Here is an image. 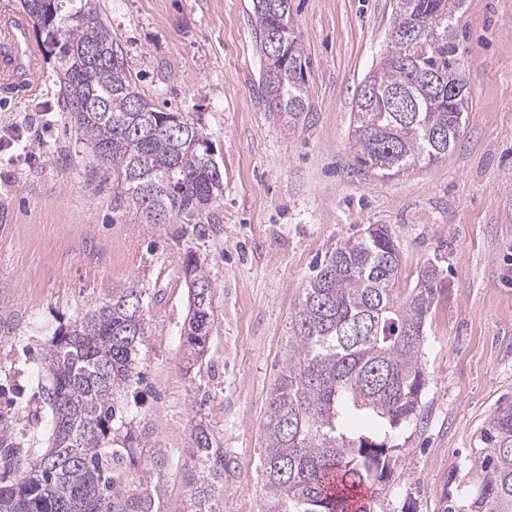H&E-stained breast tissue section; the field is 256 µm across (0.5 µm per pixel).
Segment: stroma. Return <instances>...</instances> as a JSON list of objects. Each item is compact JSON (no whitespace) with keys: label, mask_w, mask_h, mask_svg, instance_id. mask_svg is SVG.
Instances as JSON below:
<instances>
[{"label":"stroma","mask_w":512,"mask_h":512,"mask_svg":"<svg viewBox=\"0 0 512 512\" xmlns=\"http://www.w3.org/2000/svg\"><path fill=\"white\" fill-rule=\"evenodd\" d=\"M140 94L184 112L207 138L224 192L192 220L145 224L91 178L57 103L54 57L41 88L0 86V428L38 455L51 414L43 353L55 330L139 279L151 333L140 380L119 400L132 429L167 451L161 512H183L191 429L205 421L235 474L224 512H260L263 423L295 308L341 240L388 225L402 277L436 266L446 285L425 328L422 412L388 441L374 512H443L477 482L471 459L512 402V0H464L453 20L471 87L445 160L386 178L359 171L356 91L389 43L394 0H291L308 60L309 112L295 128L261 101L252 0H95ZM215 286L208 353L183 361L186 252Z\"/></svg>","instance_id":"1"}]
</instances>
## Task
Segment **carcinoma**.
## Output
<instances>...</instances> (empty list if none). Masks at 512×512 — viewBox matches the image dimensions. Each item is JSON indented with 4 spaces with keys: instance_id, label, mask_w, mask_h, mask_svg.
<instances>
[{
    "instance_id": "carcinoma-1",
    "label": "carcinoma",
    "mask_w": 512,
    "mask_h": 512,
    "mask_svg": "<svg viewBox=\"0 0 512 512\" xmlns=\"http://www.w3.org/2000/svg\"><path fill=\"white\" fill-rule=\"evenodd\" d=\"M284 2L255 0L254 12L265 109L294 127L307 114V62ZM457 2L395 0L393 28L414 21L438 30L442 40L413 64L407 46L393 42L365 78L377 95L373 111L359 110L354 119V130L363 131L354 138L359 170L391 178L448 156L460 132L456 114L469 97L453 36ZM21 6L58 64L61 111L94 168L112 178L116 208L134 210L147 224H170L222 195L207 140L182 113L161 111L136 91L93 0H21ZM272 32L279 33L278 54ZM450 84L463 96L448 100ZM399 89L410 99L409 112L394 106ZM182 264L185 279L198 285L185 331L186 359L195 364L207 343L201 326L214 320V287L199 256L189 252ZM400 279V248L385 224L342 241L316 266L269 399L261 512H371L355 490L389 470L386 440L420 408L425 326L442 290L432 265L407 288H399ZM145 295L133 279L54 333L45 356L50 384L42 387L51 411L47 446L23 459L0 434L3 458L18 472L15 482L0 484V512H160L166 453L128 428L118 404L139 380L138 348L149 333ZM358 412L384 427L382 440L349 434ZM193 437L187 512H224V481L234 461L214 445L206 424H195ZM140 446L146 448L140 490L131 492L124 464ZM472 468L479 475L475 490L449 499L444 512H512V403L489 419Z\"/></svg>"
}]
</instances>
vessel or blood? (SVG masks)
<instances>
[{
	"label": "vessel or blood",
	"instance_id": "b4317fda",
	"mask_svg": "<svg viewBox=\"0 0 512 512\" xmlns=\"http://www.w3.org/2000/svg\"><path fill=\"white\" fill-rule=\"evenodd\" d=\"M37 49L30 40L25 23L12 18L0 25V82L36 92L39 83Z\"/></svg>",
	"mask_w": 512,
	"mask_h": 512
}]
</instances>
